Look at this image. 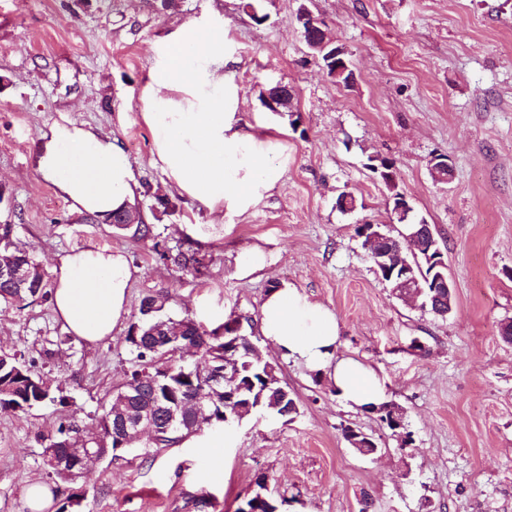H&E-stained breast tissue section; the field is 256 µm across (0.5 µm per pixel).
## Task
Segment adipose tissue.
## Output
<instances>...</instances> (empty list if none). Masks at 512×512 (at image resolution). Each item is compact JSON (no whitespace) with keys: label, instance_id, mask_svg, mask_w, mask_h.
I'll return each mask as SVG.
<instances>
[{"label":"adipose tissue","instance_id":"1","mask_svg":"<svg viewBox=\"0 0 512 512\" xmlns=\"http://www.w3.org/2000/svg\"><path fill=\"white\" fill-rule=\"evenodd\" d=\"M237 60L225 28L182 24L164 42L141 95L154 162L169 181L210 212L241 216L255 210L288 169V150L259 136L245 118V96L235 82ZM37 169L80 215L106 218L132 206L138 183L116 140L71 121L42 135ZM51 302L64 327L88 344L110 338L127 315L133 276L124 253L76 248L53 263ZM261 330L284 356L327 376L347 404L385 400L377 372L336 355L335 314L298 288H273L261 306Z\"/></svg>","mask_w":512,"mask_h":512}]
</instances>
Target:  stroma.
Listing matches in <instances>:
<instances>
[{"label": "stroma", "instance_id": "1", "mask_svg": "<svg viewBox=\"0 0 512 512\" xmlns=\"http://www.w3.org/2000/svg\"><path fill=\"white\" fill-rule=\"evenodd\" d=\"M0 0V225L44 268L95 245L124 250L135 268L126 326L89 346L55 320L50 302L0 305V352L33 362L57 395L25 412L0 410V512H27L26 486L49 483L41 440L72 418L93 427L135 355L127 325L143 297H163L174 319L206 330L245 319L260 352L279 366L298 407L265 412L230 430L204 429L224 459L184 439L90 465L82 512H236L260 477L287 512H512V0H311L343 43L357 81L344 87L310 55L298 0ZM193 22L223 26L246 92V118L277 137L292 161L252 213L220 218L179 194L153 162L142 118L152 47ZM284 82L293 112L270 113L260 92ZM110 135L139 182L135 203L150 228H118L77 214L37 171L41 133L61 119ZM394 161L414 212L445 252L455 303L447 318L398 297L375 272L356 227L392 225L388 192L368 156ZM446 155L449 183L428 161ZM354 194L356 211L337 197ZM169 207L157 205V197ZM265 256L243 273L247 251ZM197 253L200 269L172 261ZM293 284L335 313L338 357L371 366L385 399L401 407L413 442L401 447L377 414L346 406L318 372L283 356L260 329L272 286ZM420 349H412V341ZM372 435L357 453L345 428Z\"/></svg>", "mask_w": 512, "mask_h": 512}]
</instances>
